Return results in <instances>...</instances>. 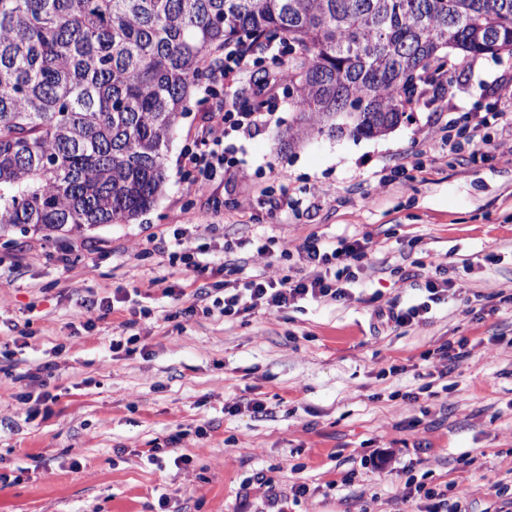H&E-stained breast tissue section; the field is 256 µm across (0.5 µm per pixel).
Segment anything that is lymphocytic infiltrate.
Returning <instances> with one entry per match:
<instances>
[{
	"label": "lymphocytic infiltrate",
	"instance_id": "1",
	"mask_svg": "<svg viewBox=\"0 0 512 512\" xmlns=\"http://www.w3.org/2000/svg\"><path fill=\"white\" fill-rule=\"evenodd\" d=\"M234 121L236 127L248 129L257 121L254 113H242L239 120H232L230 114L214 113L200 135L201 147L187 151L186 165L197 170L203 180L210 181L220 176L228 162L224 148V125ZM367 239L341 238L326 241L311 236L304 240L297 253L301 264L307 266L304 274L284 275L268 278L251 276L235 284L223 299L214 300L213 306L224 317H247L255 309H262L267 316L279 317L285 309L302 301L339 302L349 299L346 288L341 287V279L350 277L355 262L367 253ZM443 266H435L434 273L426 281L428 299L425 302L405 307L391 305L376 307L374 314L382 326L398 328L412 325L430 311L432 302L438 301L441 294L450 288L452 282L444 276ZM406 498L425 500V512H469L467 507L470 492L458 484L450 487H430L426 483L408 487Z\"/></svg>",
	"mask_w": 512,
	"mask_h": 512
}]
</instances>
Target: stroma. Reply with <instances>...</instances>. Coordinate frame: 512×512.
I'll list each match as a JSON object with an SVG mask.
<instances>
[{"label":"stroma","mask_w":512,"mask_h":512,"mask_svg":"<svg viewBox=\"0 0 512 512\" xmlns=\"http://www.w3.org/2000/svg\"><path fill=\"white\" fill-rule=\"evenodd\" d=\"M456 64L459 80L423 95L391 132H326L289 151L279 144L288 86L262 85L254 67L222 95L224 109L259 98L275 113L225 135L237 171L207 184L181 163L208 119L198 87L153 209L56 239L16 228L0 238V512H160L163 494L169 512H263L258 473L285 496L307 485L288 512H422L403 499L411 478L468 487L471 512H497L493 483L512 491V304L499 299L512 293V129L488 124L497 149L484 156L467 132L512 111V56ZM284 195L292 210L270 213ZM176 229L213 269L170 263L162 238ZM311 235L369 237L350 299L302 302L277 319L179 317L150 285L163 277L220 298V283L301 271L297 248ZM241 237L267 253L225 254ZM431 263L454 288L423 320L375 332L376 307L426 301ZM118 288L123 311L83 327L82 303ZM131 318L141 349L112 354L113 327ZM462 338L466 356L423 391L435 351ZM45 363L56 400L32 417L18 395L38 391L28 375ZM165 442L169 455L151 463L147 450ZM377 449L390 454L384 471L361 468Z\"/></svg>","instance_id":"stroma-1"}]
</instances>
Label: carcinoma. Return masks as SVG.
I'll return each mask as SVG.
<instances>
[{
    "mask_svg": "<svg viewBox=\"0 0 512 512\" xmlns=\"http://www.w3.org/2000/svg\"><path fill=\"white\" fill-rule=\"evenodd\" d=\"M281 40L294 118L395 128L420 85L465 57L512 55V0H0V236L130 224L167 183L191 91L228 42Z\"/></svg>",
    "mask_w": 512,
    "mask_h": 512,
    "instance_id": "obj_1",
    "label": "carcinoma"
}]
</instances>
